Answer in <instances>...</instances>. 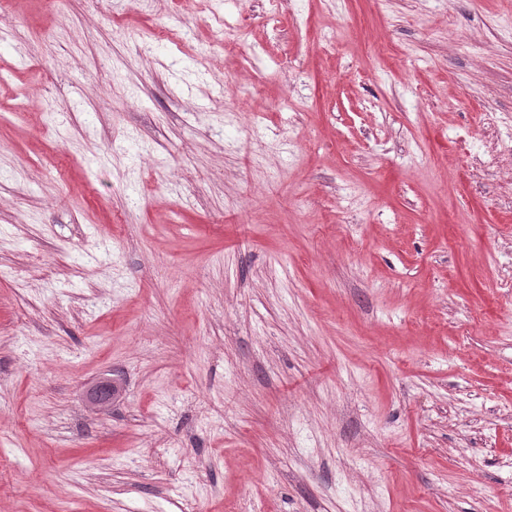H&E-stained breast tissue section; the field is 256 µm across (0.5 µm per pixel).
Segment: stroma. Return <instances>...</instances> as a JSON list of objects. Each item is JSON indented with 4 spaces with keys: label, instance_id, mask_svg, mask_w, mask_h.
Returning <instances> with one entry per match:
<instances>
[{
    "label": "stroma",
    "instance_id": "stroma-1",
    "mask_svg": "<svg viewBox=\"0 0 512 512\" xmlns=\"http://www.w3.org/2000/svg\"><path fill=\"white\" fill-rule=\"evenodd\" d=\"M0 512H512V0L0 9Z\"/></svg>",
    "mask_w": 512,
    "mask_h": 512
}]
</instances>
